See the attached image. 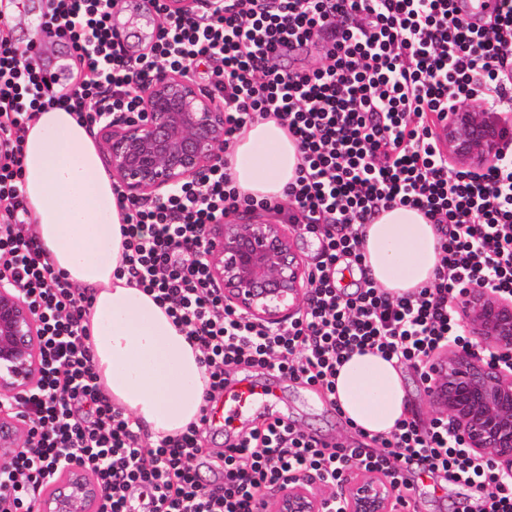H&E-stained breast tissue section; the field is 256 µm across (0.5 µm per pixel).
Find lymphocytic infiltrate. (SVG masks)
Returning <instances> with one entry per match:
<instances>
[{
    "instance_id": "lymphocytic-infiltrate-1",
    "label": "lymphocytic infiltrate",
    "mask_w": 512,
    "mask_h": 512,
    "mask_svg": "<svg viewBox=\"0 0 512 512\" xmlns=\"http://www.w3.org/2000/svg\"><path fill=\"white\" fill-rule=\"evenodd\" d=\"M118 0H43L44 24L25 47L0 28V275L15 280L39 321L42 374L15 398L27 447L0 462V512H34L66 471L104 486L94 512H264L269 491L311 478L334 491L358 470L387 477L399 512H414L411 473H444L478 486V507L512 512V480L470 454L447 419L413 415L360 442L321 441L295 424L264 423L217 453L200 448L204 422L151 445L139 422L102 392L85 324L92 297L46 257L30 230L22 187L23 140L36 112L59 108L85 124L112 112L139 115L140 83L157 66L206 81L224 106V146L275 119L294 140L296 177L282 196L240 193L228 161L203 183L160 203L121 200L124 272L165 306L200 353L204 403L223 395L233 369L272 370L336 401V374L372 351L427 378L445 349L466 347L455 304L485 287L512 299V151L479 171L457 170L431 123L474 98L512 101V0L488 21L464 18L459 0H224L223 12L160 18L148 52L134 55L112 24ZM66 42L83 79L60 95L41 44ZM318 65H299L310 46ZM395 207L434 224L440 261L425 285L396 295L365 265L363 228ZM282 216L317 245L305 306L260 324L225 304L209 281L204 233L243 210ZM209 471L211 481L201 479Z\"/></svg>"
}]
</instances>
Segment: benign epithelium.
<instances>
[{
    "label": "benign epithelium",
    "mask_w": 512,
    "mask_h": 512,
    "mask_svg": "<svg viewBox=\"0 0 512 512\" xmlns=\"http://www.w3.org/2000/svg\"><path fill=\"white\" fill-rule=\"evenodd\" d=\"M205 0H168L175 15H192ZM140 117L104 118L98 137L104 159L124 196L162 202L185 183L199 180L224 148V107L196 82L163 67L139 92ZM512 141V123L467 102L440 124L441 150L456 164L478 170ZM224 302L266 324L284 321L300 308L308 267L288 225L237 214L208 227L204 253ZM458 311L468 335L481 345L512 348V301L487 288L469 290ZM38 320L20 288L0 276V461L23 447L28 427L9 407L40 378ZM428 392L437 412L456 423L467 447L493 458L512 477V373L489 366L472 348H453L434 361ZM106 489L70 471L37 504V512H93ZM322 487L290 483L271 512H321ZM343 512H393L395 491L383 477L362 473L339 497Z\"/></svg>",
    "instance_id": "7a95c632"
}]
</instances>
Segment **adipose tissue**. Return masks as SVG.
Returning a JSON list of instances; mask_svg holds the SVG:
<instances>
[{
  "label": "adipose tissue",
  "instance_id": "1",
  "mask_svg": "<svg viewBox=\"0 0 512 512\" xmlns=\"http://www.w3.org/2000/svg\"><path fill=\"white\" fill-rule=\"evenodd\" d=\"M24 153L31 230L55 268L93 296L87 320L102 389L152 440L183 431L206 389L200 352L119 271L123 211L100 143L75 113L55 108L31 122ZM230 162L243 191L278 195L295 176L298 153L287 131L267 120L241 134ZM363 250L370 277L396 294L426 284L440 260L434 225L404 207L365 226ZM336 400L354 426L389 432L407 412L402 369L377 354H352L338 370Z\"/></svg>",
  "mask_w": 512,
  "mask_h": 512
}]
</instances>
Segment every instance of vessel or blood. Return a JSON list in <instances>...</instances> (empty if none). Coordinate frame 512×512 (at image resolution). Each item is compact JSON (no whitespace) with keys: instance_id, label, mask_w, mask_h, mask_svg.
<instances>
[{"instance_id":"1","label":"vessel or blood","mask_w":512,"mask_h":512,"mask_svg":"<svg viewBox=\"0 0 512 512\" xmlns=\"http://www.w3.org/2000/svg\"><path fill=\"white\" fill-rule=\"evenodd\" d=\"M276 400L275 390L268 381L245 376L225 389L223 403L208 407L206 425L212 429H232L234 422L245 414L271 406Z\"/></svg>"}]
</instances>
